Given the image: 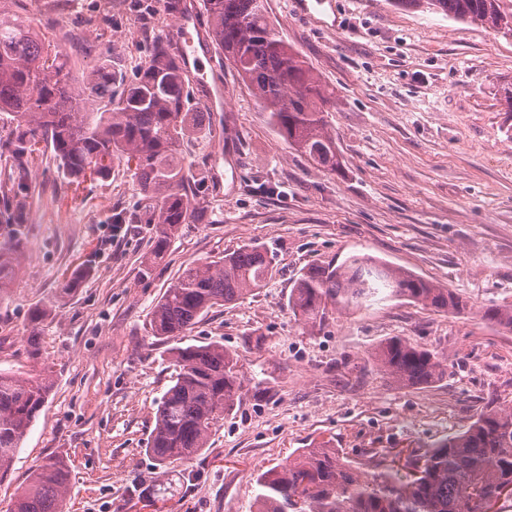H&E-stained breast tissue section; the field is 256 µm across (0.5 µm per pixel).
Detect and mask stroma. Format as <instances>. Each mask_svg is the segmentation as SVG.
Returning <instances> with one entry per match:
<instances>
[{"instance_id":"1","label":"stroma","mask_w":512,"mask_h":512,"mask_svg":"<svg viewBox=\"0 0 512 512\" xmlns=\"http://www.w3.org/2000/svg\"><path fill=\"white\" fill-rule=\"evenodd\" d=\"M0 0L68 58L85 86L98 63L131 78L148 45L177 26L171 0ZM334 15H296L267 0L275 30L331 94L327 128L340 166L321 171L290 146L229 63L208 70L224 108L181 146L200 189L193 218L155 263L154 227L119 211L144 204L131 173L69 183L51 153L33 165L15 276L0 297V370L52 369L49 397L7 476L8 512L45 458L69 471L64 512H253L259 473L297 449L330 443L360 472L406 474L488 400L512 407V331L483 317L512 304V37L389 0H334ZM94 28L96 40L84 36ZM264 246L275 276L217 306L174 340L150 332L151 311L188 265ZM369 255L453 290L460 315L384 300L340 309L321 327L295 317L288 296L302 269ZM80 275L77 288L61 284ZM44 317L33 323L31 315ZM399 336L442 361L424 388L394 384L371 353ZM211 342L232 352L243 390L188 462L147 453L172 350Z\"/></svg>"}]
</instances>
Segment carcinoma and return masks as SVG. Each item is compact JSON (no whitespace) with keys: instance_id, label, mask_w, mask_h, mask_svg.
Returning a JSON list of instances; mask_svg holds the SVG:
<instances>
[{"instance_id":"carcinoma-1","label":"carcinoma","mask_w":512,"mask_h":512,"mask_svg":"<svg viewBox=\"0 0 512 512\" xmlns=\"http://www.w3.org/2000/svg\"><path fill=\"white\" fill-rule=\"evenodd\" d=\"M395 7L425 9L512 35V6L505 0H390ZM208 36L236 70L281 137L315 165L334 173L340 163L324 118L328 98L321 81L266 16L264 0H203ZM67 62L46 38L16 14H0V114L14 124L0 144L10 181L0 201L3 231L19 238L31 196L29 167L52 148L73 182L107 179L114 166L132 172L148 202L145 214H117L116 224L155 225L153 259L165 253L192 211L179 146L189 126L204 116L191 111L186 69L168 43L159 41L133 79L112 90V68L92 72L89 90L108 95L97 112L83 111L84 90L65 73ZM15 271L14 253L0 249V294ZM275 273L260 245H246L219 260L188 265L165 289L152 312L151 334L181 335L217 305L262 288ZM435 311L460 314L467 304L448 288L401 268L352 255L339 265L313 264L299 274L288 307L311 326L327 319L328 306L372 304L379 294ZM484 318L512 330V305L489 308ZM173 384L161 398L147 452L160 465L190 460L206 448L212 428L242 390L234 355L219 343L176 347ZM374 364L401 386H427L445 372L429 350L394 338L371 353ZM51 390L50 374L20 379L0 371V478ZM69 472L49 458L38 465L10 512H62ZM256 512H478L512 485V409L488 407L462 432L442 439L421 466L402 479L367 476L336 449L305 448L280 468L261 473Z\"/></svg>"}]
</instances>
